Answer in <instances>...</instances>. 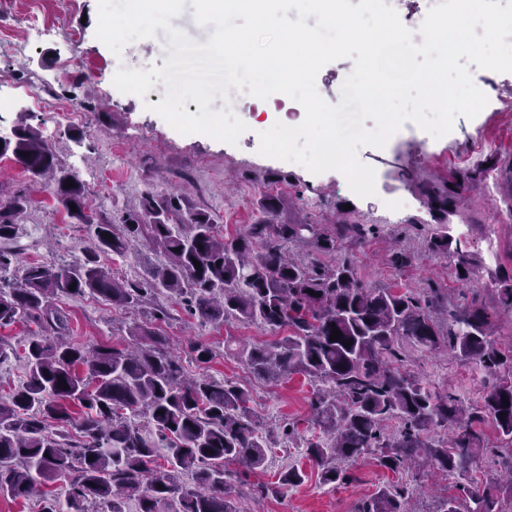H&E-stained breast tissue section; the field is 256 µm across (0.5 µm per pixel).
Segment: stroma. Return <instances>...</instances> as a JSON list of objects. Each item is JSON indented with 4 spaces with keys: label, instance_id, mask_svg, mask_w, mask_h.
Returning a JSON list of instances; mask_svg holds the SVG:
<instances>
[{
    "label": "stroma",
    "instance_id": "35a3bbf8",
    "mask_svg": "<svg viewBox=\"0 0 512 512\" xmlns=\"http://www.w3.org/2000/svg\"><path fill=\"white\" fill-rule=\"evenodd\" d=\"M37 10L54 32L36 42L28 55L0 60V72L13 77L12 83H0V135L10 134L22 123L38 129L62 163L85 183L95 221L118 223L122 212L136 206L143 192L153 190L181 195L208 210L225 234L233 235L253 223L257 202L272 181L292 202L281 221L306 216L328 224L345 207L350 219L379 227V234L352 250L367 285L415 290L434 286L454 304L475 296L486 303L490 300L488 271L512 270V73L470 66L472 80L485 90L488 103L475 118L457 117L452 131L441 138L409 121L385 147L361 148L360 160L376 171L375 196L361 198L340 172L315 174L302 165L260 154L267 116L285 121L293 104L250 97V110L241 116L247 130L234 146L204 134L179 133L153 111V104L161 100L156 91L141 98L114 86V54L96 36L97 0H0V27L25 33L26 17ZM168 44V36L160 30L155 37L129 44L123 56L134 69L160 67L169 56ZM75 58L95 65V73L80 82L67 79L63 66ZM19 83L26 86L27 94L65 98L81 110L82 143L70 140L68 125L53 123L45 113L30 109L27 95L15 89ZM472 164L488 165L486 176L465 187L462 202L449 207L447 218H439L430 210L419 182L450 179ZM0 183L6 191H24L32 199L20 220L18 240L7 245L8 250L18 252L20 265L73 264L83 259L91 245L86 228L68 217L49 186L31 187L8 155L0 157ZM442 221L481 260L484 276L459 282L453 259L429 249L427 240ZM396 248L412 258L399 271L387 259ZM56 305L68 319L70 338L81 344L123 345L129 325L141 318L139 312L115 309L88 297L61 298ZM170 312V319L158 323L156 330L167 337L171 352L181 357L186 374L225 379L248 389L251 405L265 426L286 421L305 425L314 390L307 379L295 375L277 383L259 380L235 352L224 349L229 340L250 346L274 340V333L235 321L221 327L202 326L176 304ZM197 343L211 348L209 363L192 358L189 347ZM410 367L436 376L442 387L459 388L472 401L479 400L484 391L481 377L446 353H414ZM292 464L306 473L304 483L288 487L276 498L243 499V512H356L358 505L395 478L365 458L352 467L350 481L325 485L302 449L280 447L269 452L263 471L248 473L247 481H275ZM404 479L414 488L413 503L419 512H430L436 499L456 483L455 478L424 465Z\"/></svg>",
    "mask_w": 512,
    "mask_h": 512
}]
</instances>
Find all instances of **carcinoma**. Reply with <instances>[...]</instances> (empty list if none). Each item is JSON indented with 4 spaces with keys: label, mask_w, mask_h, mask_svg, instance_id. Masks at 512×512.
<instances>
[{
    "label": "carcinoma",
    "mask_w": 512,
    "mask_h": 512,
    "mask_svg": "<svg viewBox=\"0 0 512 512\" xmlns=\"http://www.w3.org/2000/svg\"><path fill=\"white\" fill-rule=\"evenodd\" d=\"M8 154L32 183L53 186L58 205L89 226L93 243L84 259L31 264L18 282L11 274L14 256L0 251V328L29 321L41 331L25 346L27 382L0 397L1 497L25 499L48 481L66 479L65 498L41 493V512H126L131 497L139 512H239L236 497L245 482L231 465L260 469L277 444L250 408L248 390L226 380L186 378L166 337L145 325L129 329L123 348L75 344L63 338L67 320L55 307L59 297L87 296L120 308L147 305L153 319L166 320L169 309L158 302L163 295L204 325L234 318L289 330L238 353L260 380L300 374L315 386L304 448L322 484L344 480L349 466L365 456L393 473L414 461L470 483L462 487L467 501L445 494L433 512H504L512 486L491 480L476 486L470 468L486 447V422L512 444V347L502 349L493 335L497 315L512 314V275L489 274L493 310L478 301L443 307L432 286L369 287L349 257L325 263L318 256L363 243L376 233L373 226L344 217L332 226L280 222L288 199L271 192L258 202L260 216L231 236L210 212L175 193L154 191L143 193L120 224H97L85 184L36 128L16 127L0 149V156ZM486 172L478 167L452 184L427 182L421 189L445 217L461 189ZM30 202L24 192L7 195L0 188V240L18 237ZM138 243L164 257L145 277L122 282L101 266V256L124 258ZM293 244L308 246L310 259L287 255ZM429 248L453 258L459 280L478 276L466 242L448 225H439ZM334 327L342 333L336 341L330 340ZM442 350L481 374L480 400L442 390L406 368L410 352ZM141 417L154 435L142 432ZM389 420L396 426L388 428ZM160 448L167 453L163 470L153 467ZM186 473L191 487L183 483ZM303 480V471L290 467L277 482L252 492L277 497ZM412 497L410 485L389 482L359 512H411Z\"/></svg>",
    "instance_id": "cac0c4a2"
}]
</instances>
